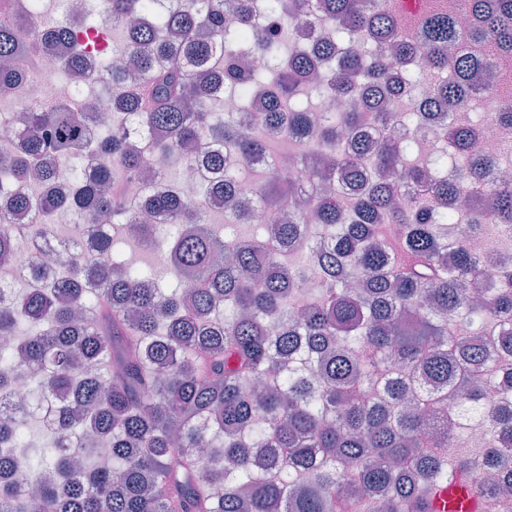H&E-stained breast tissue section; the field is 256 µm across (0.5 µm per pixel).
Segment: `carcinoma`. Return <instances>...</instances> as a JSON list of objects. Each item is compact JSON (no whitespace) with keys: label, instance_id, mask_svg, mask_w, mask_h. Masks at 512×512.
Here are the masks:
<instances>
[{"label":"carcinoma","instance_id":"carcinoma-1","mask_svg":"<svg viewBox=\"0 0 512 512\" xmlns=\"http://www.w3.org/2000/svg\"><path fill=\"white\" fill-rule=\"evenodd\" d=\"M22 0H0V86L16 79L4 62L33 58ZM472 39L487 56L512 54V0H466ZM104 0L101 20L123 33L91 83L107 90V131L64 102L21 113L24 151L0 170V262L41 249L67 211L112 216L156 245L145 212L190 228L167 248L173 281L124 261L89 268L73 257L44 278L34 261L22 294L0 290V512H428L448 482V397L482 409L491 441L466 457L489 472L471 485L483 498L512 488V253L474 248L448 235L488 223L512 239V179L501 161L474 154L481 120L456 107L482 91L470 75L485 61L448 55L458 19L430 5L403 19L381 0ZM306 17L329 35L308 46L281 21ZM80 40L56 26L58 68L70 73L97 48L102 26L82 11ZM204 25L215 36L204 38ZM410 33L396 37L397 28ZM263 54L250 68L243 59ZM451 71L424 102L399 103L421 83L410 65ZM234 93L241 111L216 108ZM358 97L360 111L324 112L311 97ZM432 108L448 109L437 150L408 160L417 141L360 139L369 113L418 131ZM297 146L317 196L305 210L257 131ZM90 162L61 194L57 164ZM155 160L164 186L146 187ZM266 160L260 192L288 217L258 234L242 204L255 191L238 173ZM203 162L199 198L179 192L170 170ZM415 187L396 204L397 181ZM224 213V232L203 209ZM27 211L44 221L19 238ZM401 227V263L384 227ZM27 373L40 399L12 412V382ZM366 387L365 400L357 391ZM46 401L53 456L31 462L23 427ZM111 448L94 464L86 435Z\"/></svg>","mask_w":512,"mask_h":512}]
</instances>
